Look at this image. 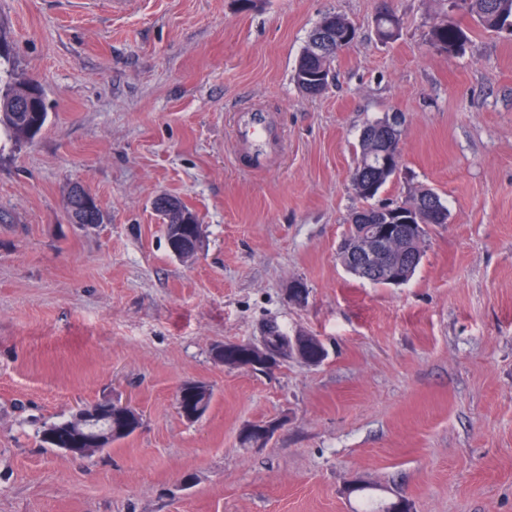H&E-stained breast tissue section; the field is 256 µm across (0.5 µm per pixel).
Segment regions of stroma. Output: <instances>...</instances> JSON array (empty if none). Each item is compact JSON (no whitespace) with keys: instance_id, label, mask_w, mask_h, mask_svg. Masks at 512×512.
Returning <instances> with one entry per match:
<instances>
[{"instance_id":"35a3bbf8","label":"stroma","mask_w":512,"mask_h":512,"mask_svg":"<svg viewBox=\"0 0 512 512\" xmlns=\"http://www.w3.org/2000/svg\"><path fill=\"white\" fill-rule=\"evenodd\" d=\"M0 0L12 80L49 119L0 133V512H351L355 482L409 512H512V35L470 20L463 54L429 40L438 0ZM328 13L358 38L328 90L294 70ZM261 106L285 150L233 158V115ZM399 116L401 167L382 202L437 192L415 274L376 287L337 256L361 202L363 127ZM103 223H71L72 184ZM199 218L193 263L172 255L157 195ZM302 282L305 301L289 289ZM329 356L227 369L215 346L264 324ZM214 397L191 423L177 388ZM117 400L143 415L89 459L41 447L44 424ZM272 423L261 448L241 430ZM399 19L387 3H382L375 17L376 34L382 41H392L399 35Z\"/></svg>"}]
</instances>
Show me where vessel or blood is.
Returning <instances> with one entry per match:
<instances>
[{"instance_id":"1","label":"vessel or blood","mask_w":512,"mask_h":512,"mask_svg":"<svg viewBox=\"0 0 512 512\" xmlns=\"http://www.w3.org/2000/svg\"><path fill=\"white\" fill-rule=\"evenodd\" d=\"M235 139L241 157L250 169H265L282 148V138L270 113L259 108L238 112Z\"/></svg>"}]
</instances>
